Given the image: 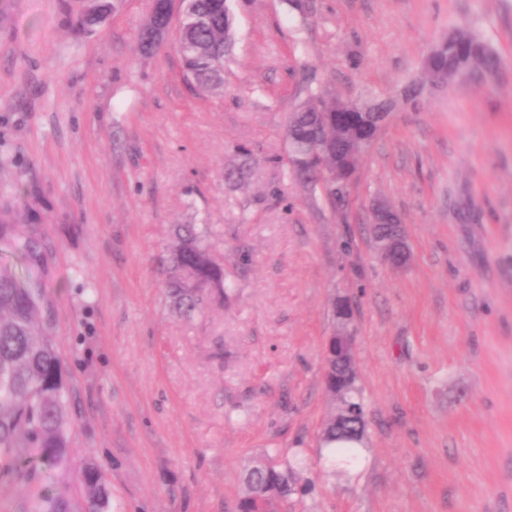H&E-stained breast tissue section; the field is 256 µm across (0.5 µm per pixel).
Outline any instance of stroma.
Here are the masks:
<instances>
[{
	"label": "stroma",
	"mask_w": 512,
	"mask_h": 512,
	"mask_svg": "<svg viewBox=\"0 0 512 512\" xmlns=\"http://www.w3.org/2000/svg\"><path fill=\"white\" fill-rule=\"evenodd\" d=\"M230 5L211 95L172 45L138 51L149 0L91 32L80 0H0V222L43 239L75 464L105 467L112 512H234L272 449L303 454L315 484L288 512H512V0ZM459 28L500 59L488 87L422 79ZM309 82L393 105L344 213L281 161ZM377 202L400 217L403 268L375 249ZM178 224L232 286L191 318L165 292ZM340 298L368 443L334 477L319 433Z\"/></svg>",
	"instance_id": "35a3bbf8"
}]
</instances>
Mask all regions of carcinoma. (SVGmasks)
<instances>
[{
  "label": "carcinoma",
  "mask_w": 512,
  "mask_h": 512,
  "mask_svg": "<svg viewBox=\"0 0 512 512\" xmlns=\"http://www.w3.org/2000/svg\"><path fill=\"white\" fill-rule=\"evenodd\" d=\"M119 0H98L97 11L81 19L92 31L105 23L109 9ZM160 4H151L141 29L139 45L151 51L149 36L163 22ZM235 40L234 16L228 0H191L178 27L177 41L185 78L203 92L224 88V56ZM495 52L475 33L456 30L431 49L424 61V78L432 84L459 81L477 87L488 85L499 70ZM367 117L354 102L318 88L288 119L286 166L289 174L314 188L320 187L334 207L350 203L351 188L329 179L336 162L358 163L364 149H355L354 126ZM25 271L0 263V481L29 485L27 512H71L70 497L45 493L33 486L40 473L71 464L68 389L63 361L41 322L42 283L39 271L44 257L41 244L29 237L22 252ZM167 294L172 311L191 317L211 303H222L231 290L224 264L218 262L192 225L174 229L167 258ZM341 382L347 388L344 407L361 412L357 419H325L320 445L332 469L359 459L367 438L366 400L357 379L336 363L324 364V382ZM304 460L273 450L247 467L237 512H288L295 496L312 492L303 477ZM86 512H111L109 484L104 468L94 460L84 463L78 475Z\"/></svg>",
  "instance_id": "obj_1"
}]
</instances>
